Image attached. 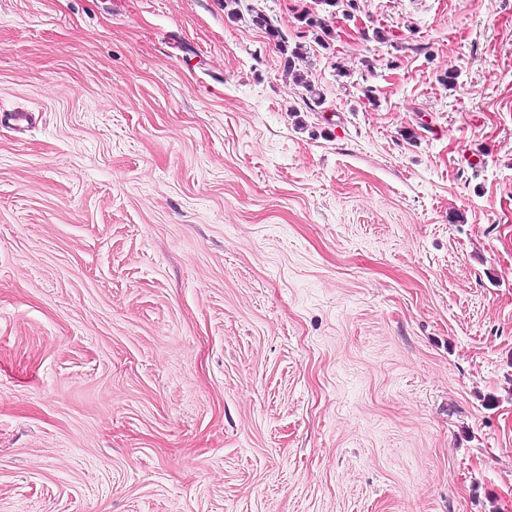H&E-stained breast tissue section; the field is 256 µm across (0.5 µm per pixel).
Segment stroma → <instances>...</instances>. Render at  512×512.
I'll return each mask as SVG.
<instances>
[{"label": "stroma", "instance_id": "obj_1", "mask_svg": "<svg viewBox=\"0 0 512 512\" xmlns=\"http://www.w3.org/2000/svg\"><path fill=\"white\" fill-rule=\"evenodd\" d=\"M16 111L0 512H512V0H0Z\"/></svg>", "mask_w": 512, "mask_h": 512}]
</instances>
